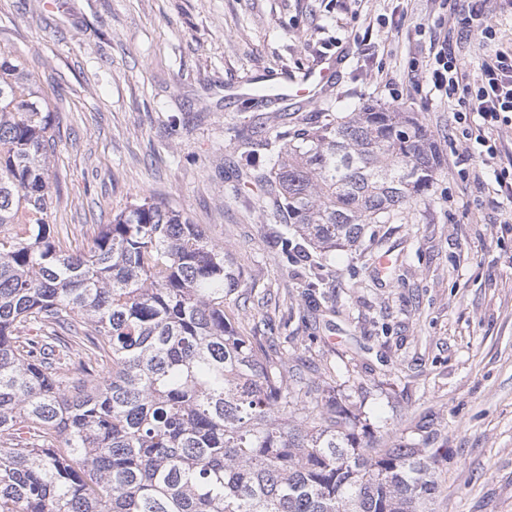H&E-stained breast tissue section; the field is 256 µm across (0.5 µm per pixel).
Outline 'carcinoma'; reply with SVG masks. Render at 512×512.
<instances>
[{"instance_id":"cac0c4a2","label":"carcinoma","mask_w":512,"mask_h":512,"mask_svg":"<svg viewBox=\"0 0 512 512\" xmlns=\"http://www.w3.org/2000/svg\"><path fill=\"white\" fill-rule=\"evenodd\" d=\"M59 119L0 51V512H430L438 448L365 440L331 383L242 335L224 245L145 199L72 251L47 222ZM247 144L275 219L358 247L432 186L410 112L368 105Z\"/></svg>"}]
</instances>
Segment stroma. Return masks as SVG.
<instances>
[{
	"label": "stroma",
	"mask_w": 512,
	"mask_h": 512,
	"mask_svg": "<svg viewBox=\"0 0 512 512\" xmlns=\"http://www.w3.org/2000/svg\"><path fill=\"white\" fill-rule=\"evenodd\" d=\"M444 35L475 76L490 49L443 0H0V50L60 117L48 223L84 250L127 202L183 210L244 274L243 335L274 337L310 376L333 367L371 439L424 426L442 451L432 512H512V203L494 192L512 125L492 134L493 164L465 159L454 105L410 67ZM336 54L317 98L226 97ZM370 104L415 113L441 171L404 219L369 225L363 247L320 251L256 196H234L267 164L245 138Z\"/></svg>",
	"instance_id": "1"
}]
</instances>
